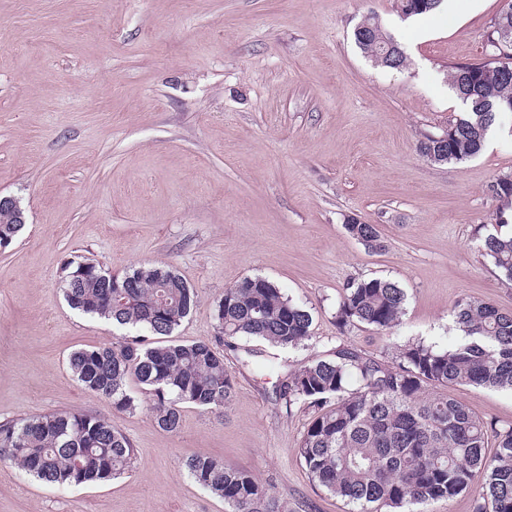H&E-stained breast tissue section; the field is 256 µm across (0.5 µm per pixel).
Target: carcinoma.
Here are the masks:
<instances>
[{
  "mask_svg": "<svg viewBox=\"0 0 512 512\" xmlns=\"http://www.w3.org/2000/svg\"><path fill=\"white\" fill-rule=\"evenodd\" d=\"M406 17L435 11L441 0L413 9L397 0ZM391 35L370 22L354 34L355 44L378 65L396 69L406 59L385 55ZM448 85L465 112L439 134H426L419 155L438 152L448 137L444 163L476 157L497 109L512 96V77L498 76L483 60L459 64ZM502 205L512 204V176L491 185ZM16 213L0 209V242L8 245L23 229ZM349 235L370 251L383 248L375 224L349 220ZM484 253L512 280V232L497 228L482 240ZM62 288L70 308L128 330L109 343L72 351L68 365L90 392L112 401L119 412L137 408L128 392L136 381L150 394L158 427L173 432L181 409H223L232 401L234 380L219 346L258 338L297 348L312 336V315L263 277L245 278L224 289L215 305L214 340L162 344L196 304L192 287L172 268L140 266L123 275L93 262H68ZM405 292L374 277L345 288L338 305L340 326L362 324L386 335L400 325ZM463 332L447 349L422 342L395 345V364L354 349L300 365L280 383L285 408L306 401L320 409L297 448L313 482L349 506L348 512H424L422 506L470 492L476 512H512V426L495 431L450 388L472 386L512 390V312L486 301L462 300L454 307ZM135 449L112 420L87 412H53L0 422V462H8L48 485L69 488L114 479L131 466ZM187 468L195 481L224 499L225 512H288V506L252 473L224 461L196 456Z\"/></svg>",
  "mask_w": 512,
  "mask_h": 512,
  "instance_id": "cac0c4a2",
  "label": "carcinoma"
}]
</instances>
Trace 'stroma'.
Returning <instances> with one entry per match:
<instances>
[{"label": "stroma", "mask_w": 512, "mask_h": 512, "mask_svg": "<svg viewBox=\"0 0 512 512\" xmlns=\"http://www.w3.org/2000/svg\"><path fill=\"white\" fill-rule=\"evenodd\" d=\"M504 2L443 0L406 19L396 0H0V195L26 215L0 248V422L98 414L136 450L120 478L68 489L0 463V512H224L189 474L195 456L252 472L288 512H346L297 455L314 407L285 409L275 392L343 347L386 362L396 339L448 347L461 299L512 311V281L479 249L484 226L512 228L490 191L512 174V116L476 158L417 151L462 114L448 71L483 55ZM370 14L404 51L403 70L356 46ZM350 217L377 225L381 251L347 234ZM83 260L115 274L172 266L197 303L171 341L213 338L217 299L256 276L310 311L312 337L297 349L237 339L224 351L230 405H184L164 432L140 385H129L138 408L119 412L68 367L71 351L113 336L63 298L65 264ZM372 277L406 293L390 338L336 320L346 284ZM454 394L512 424L511 391Z\"/></svg>", "instance_id": "1"}]
</instances>
